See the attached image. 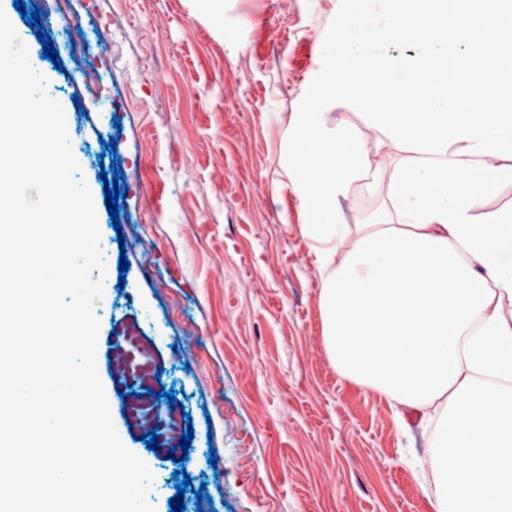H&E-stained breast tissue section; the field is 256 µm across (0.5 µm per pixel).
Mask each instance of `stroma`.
Masks as SVG:
<instances>
[{"instance_id": "35a3bbf8", "label": "stroma", "mask_w": 512, "mask_h": 512, "mask_svg": "<svg viewBox=\"0 0 512 512\" xmlns=\"http://www.w3.org/2000/svg\"><path fill=\"white\" fill-rule=\"evenodd\" d=\"M24 2L39 26L13 0L0 11L62 106L75 178L92 195L105 265L97 371L119 438L152 474L155 512H170L178 470L191 478L185 512H433L439 481L420 465L431 433L404 430L386 399L337 373L314 257L282 184L281 130L321 67L309 48L334 0ZM41 27L59 64L43 57ZM108 141L122 177L114 220L99 167ZM385 154L356 201H342L348 223L388 207L385 169L407 150ZM115 334L138 337L161 376L157 447L124 415L135 386L112 376ZM173 409L193 436L177 463L165 440Z\"/></svg>"}]
</instances>
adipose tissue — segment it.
Instances as JSON below:
<instances>
[{
	"label": "adipose tissue",
	"instance_id": "ef3b65f1",
	"mask_svg": "<svg viewBox=\"0 0 512 512\" xmlns=\"http://www.w3.org/2000/svg\"><path fill=\"white\" fill-rule=\"evenodd\" d=\"M512 160L409 153L388 213L311 241L338 373L434 426V512H512ZM348 250H341V243Z\"/></svg>",
	"mask_w": 512,
	"mask_h": 512
}]
</instances>
